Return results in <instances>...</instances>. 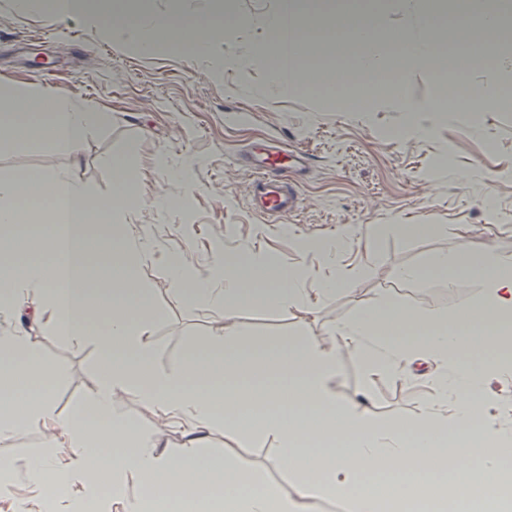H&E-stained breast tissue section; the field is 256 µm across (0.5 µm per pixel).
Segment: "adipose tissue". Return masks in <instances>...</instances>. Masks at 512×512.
Masks as SVG:
<instances>
[{
  "label": "adipose tissue",
  "mask_w": 512,
  "mask_h": 512,
  "mask_svg": "<svg viewBox=\"0 0 512 512\" xmlns=\"http://www.w3.org/2000/svg\"><path fill=\"white\" fill-rule=\"evenodd\" d=\"M27 7L85 16L102 24L112 41L146 55L185 49L200 59L209 55L207 27L176 31L165 18L141 24L144 0H27ZM323 15L338 49L359 47L356 61L365 72H377L391 56L429 70L442 61L438 30L409 50L401 40L374 37L371 11L358 0ZM309 18L301 0H280L268 21L269 43L254 59L267 67L277 94L301 89L300 65L312 46ZM109 119V112L76 97L24 98L0 82V146L47 145L76 155ZM155 166L167 182L154 204H185L192 190L190 164L172 167L161 154ZM112 184L111 195L99 196L67 170L24 183L0 179V445L8 446L22 425L40 430L45 443L32 459L0 457V501H10V512H158L155 487H176L187 478L224 489L222 498L191 503L189 512H313L323 502L340 503L343 512H422L425 500L413 492L417 484L438 498L454 494L462 512L477 497L483 512H512V501L496 493L497 482L512 476L505 464L512 409L493 417L482 413L486 380L512 379V357L501 355L512 334L511 255L441 252L424 269L401 270L406 280L426 271L452 287L461 281L480 286L481 300L462 312L413 309L386 297L337 322L326 337L250 348L239 339L240 307L284 313L300 306L311 312L351 287L353 270L337 266L312 288L302 269L268 254L225 251L220 270L202 272L185 254L171 253L164 259L171 284L187 305L223 310L224 326L191 346L177 367L165 369L155 359L156 315L134 282L136 268L153 257L128 223L145 193L122 160L112 164ZM28 319L75 347L94 345L102 356L91 394L69 417H61L54 400L66 372L41 355L24 325ZM418 354L436 369L417 416L375 420L337 397L343 356L357 360L369 387L385 378L413 377ZM129 397L181 430L178 450L167 449L121 411ZM217 430L274 441L278 466L295 482L293 493L239 466L233 449H210ZM448 430L456 431L455 443L443 439ZM316 432L353 442H300L301 434ZM104 444L113 447L112 456L96 454ZM414 457L429 467L404 477ZM439 459L447 460L450 478L431 469ZM365 472L391 477L389 498L377 497L361 481ZM22 474L30 493L17 499L13 488Z\"/></svg>",
  "instance_id": "1"
}]
</instances>
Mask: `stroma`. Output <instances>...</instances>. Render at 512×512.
Returning a JSON list of instances; mask_svg holds the SVG:
<instances>
[{"instance_id":"1","label":"stroma","mask_w":512,"mask_h":512,"mask_svg":"<svg viewBox=\"0 0 512 512\" xmlns=\"http://www.w3.org/2000/svg\"><path fill=\"white\" fill-rule=\"evenodd\" d=\"M279 0H233L246 20L233 40L224 38V16L214 0H146L147 18L176 14L186 25L210 30V57L186 53L141 55L111 42L102 26L82 17L61 20L28 11L24 0H0V79L17 85L29 97L51 91L108 107L109 123L83 144L80 158L49 146L0 148V179L22 180L60 169L96 194H111L112 159L127 160L148 193L161 190L165 177L152 166L166 152L172 163L193 156L199 161L190 211L162 210L141 204L134 225L149 231L153 261L140 266L135 279L158 311L154 328L159 366H177L185 349L224 324V313L185 304L171 286L164 256L182 252L205 271L211 266L214 240L225 249L268 252L282 263L304 268L310 287L331 271L323 255L299 250L297 237L332 239L348 224H433L436 232L402 236L392 232L367 240H347L341 262L357 273L352 288L337 294L316 312L296 307L285 313L244 306L236 313L246 344L260 346L289 338L315 339L336 321L379 298L389 296L410 308L441 313L475 305L481 290L463 282L449 287L438 275L406 282L398 271L422 264L435 251L489 248L512 255V112L486 107L476 116L445 113L428 133L394 137L407 124L405 112L379 98L370 113L329 107L303 92L288 97L258 95L268 71L261 66L225 72L222 82L209 76L210 59L245 57L263 41L265 21ZM427 14L408 10L406 0H382L378 26L382 35L432 23ZM285 144L306 156L292 170L291 184L301 207L292 215L262 214L252 201L257 177L249 158L261 149ZM490 176L494 211L482 205L480 191L463 175ZM467 226L460 235L459 226ZM29 333L43 355L63 366L65 383L56 391L61 415L84 400L101 364L94 346H72L34 325ZM410 382L382 380L364 387L357 362L344 360L336 393L356 399L375 419L412 415L427 390L433 370L418 361ZM275 442H241L238 463L263 474L283 491L291 477L275 467Z\"/></svg>"}]
</instances>
